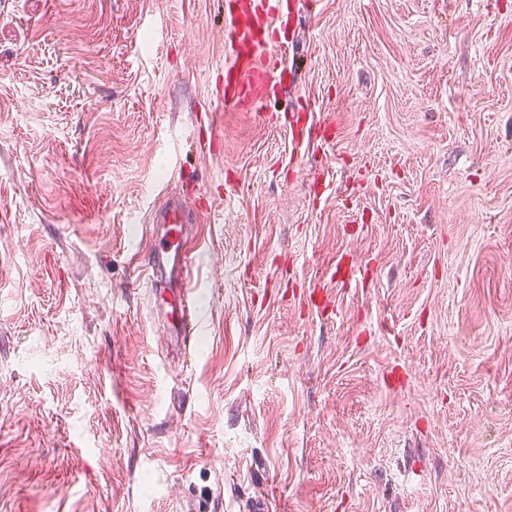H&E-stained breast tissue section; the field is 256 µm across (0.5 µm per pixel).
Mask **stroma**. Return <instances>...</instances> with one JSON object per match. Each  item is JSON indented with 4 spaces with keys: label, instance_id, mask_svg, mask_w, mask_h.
Returning a JSON list of instances; mask_svg holds the SVG:
<instances>
[{
    "label": "stroma",
    "instance_id": "1",
    "mask_svg": "<svg viewBox=\"0 0 512 512\" xmlns=\"http://www.w3.org/2000/svg\"><path fill=\"white\" fill-rule=\"evenodd\" d=\"M0 0V512H512V0ZM197 209V354L141 265ZM283 0H226L224 13L231 62L224 67L220 100L236 108H252L261 93L284 84L292 73L276 55H266L272 45L270 30L281 15Z\"/></svg>",
    "mask_w": 512,
    "mask_h": 512
}]
</instances>
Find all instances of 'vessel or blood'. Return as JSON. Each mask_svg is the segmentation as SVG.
<instances>
[{
  "label": "vessel or blood",
  "mask_w": 512,
  "mask_h": 512,
  "mask_svg": "<svg viewBox=\"0 0 512 512\" xmlns=\"http://www.w3.org/2000/svg\"><path fill=\"white\" fill-rule=\"evenodd\" d=\"M282 0H225L224 13L231 61L224 68V104L252 108L264 90L283 85L287 67L268 54L270 30ZM153 242L144 271L158 320L183 357H192L201 330L197 294L190 280L188 246L193 238L179 197L168 196L150 217Z\"/></svg>",
  "instance_id": "1"
}]
</instances>
